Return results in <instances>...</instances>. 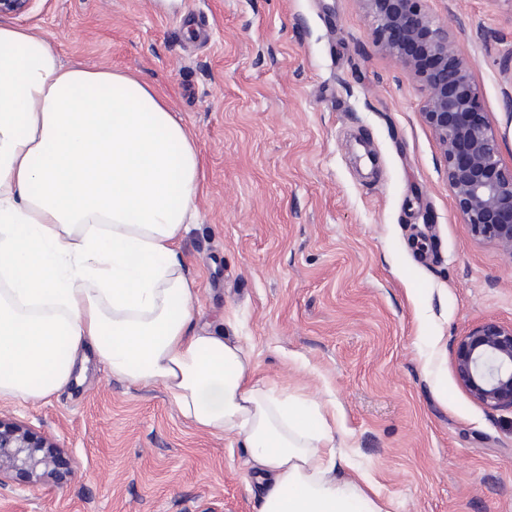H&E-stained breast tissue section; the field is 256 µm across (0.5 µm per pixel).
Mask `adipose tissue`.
Masks as SVG:
<instances>
[{
  "label": "adipose tissue",
  "instance_id": "ef3b65f1",
  "mask_svg": "<svg viewBox=\"0 0 512 512\" xmlns=\"http://www.w3.org/2000/svg\"><path fill=\"white\" fill-rule=\"evenodd\" d=\"M199 188L196 137L151 85L0 24V398L62 388L89 347L240 439L260 512H384L340 466L335 404L277 389L239 341L195 331L181 245Z\"/></svg>",
  "mask_w": 512,
  "mask_h": 512
}]
</instances>
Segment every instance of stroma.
<instances>
[{"label":"stroma","mask_w":512,"mask_h":512,"mask_svg":"<svg viewBox=\"0 0 512 512\" xmlns=\"http://www.w3.org/2000/svg\"><path fill=\"white\" fill-rule=\"evenodd\" d=\"M422 7L471 59L512 167V0ZM7 21L64 60L137 74L195 134L196 330L335 402L386 512H512V411L472 399L453 363L474 326L512 323V261L458 214L423 92L358 0H38ZM0 415L62 450L61 482L0 486V512H259L238 439L97 361L50 395L0 399Z\"/></svg>","instance_id":"stroma-1"}]
</instances>
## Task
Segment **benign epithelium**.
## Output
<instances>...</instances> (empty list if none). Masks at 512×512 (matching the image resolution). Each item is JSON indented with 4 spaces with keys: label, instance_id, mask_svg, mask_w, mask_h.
Returning a JSON list of instances; mask_svg holds the SVG:
<instances>
[{
    "label": "benign epithelium",
    "instance_id": "benign-epithelium-1",
    "mask_svg": "<svg viewBox=\"0 0 512 512\" xmlns=\"http://www.w3.org/2000/svg\"><path fill=\"white\" fill-rule=\"evenodd\" d=\"M378 48L424 92L421 116L439 140L448 189L476 238H488L512 262V168L501 159V135L482 116L470 62L422 0H359ZM36 0H0V14L24 16ZM460 384L490 409H512V324L484 321L454 349ZM60 448L23 422L0 417V485L36 487L57 477Z\"/></svg>",
    "mask_w": 512,
    "mask_h": 512
}]
</instances>
